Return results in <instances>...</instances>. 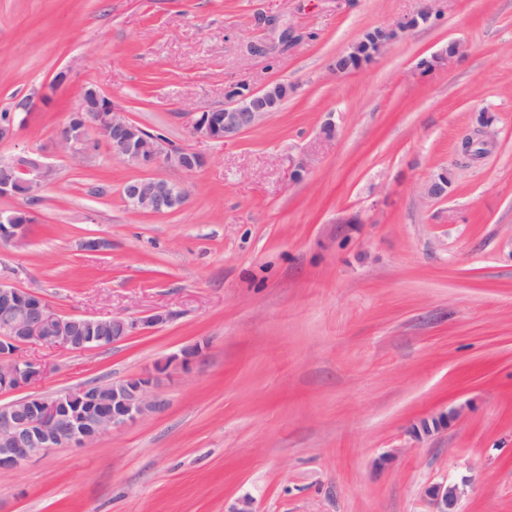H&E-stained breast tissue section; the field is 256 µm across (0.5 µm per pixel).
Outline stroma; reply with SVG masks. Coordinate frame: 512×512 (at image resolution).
<instances>
[{
  "label": "stroma",
  "mask_w": 512,
  "mask_h": 512,
  "mask_svg": "<svg viewBox=\"0 0 512 512\" xmlns=\"http://www.w3.org/2000/svg\"><path fill=\"white\" fill-rule=\"evenodd\" d=\"M420 0H0V112L50 101L0 155L43 152L57 177L0 279L61 315L166 322L84 352L30 346L34 394L171 369L165 408L85 448L0 473V512H512V0H435L436 19L345 75L369 29ZM462 41L448 65L423 61ZM65 86L53 88L57 72ZM295 92L237 139L194 138L188 113L234 87ZM143 129L205 157L166 214L131 210L140 170L58 138L84 86ZM495 146L462 160L481 112ZM336 138L320 134L325 120ZM306 158L302 181L293 163ZM448 169L445 199L424 196ZM97 249H86L88 240ZM449 414L426 436L421 419ZM460 494L459 486L456 484H436L426 491L433 508L432 512H458L455 507Z\"/></svg>",
  "instance_id": "obj_1"
}]
</instances>
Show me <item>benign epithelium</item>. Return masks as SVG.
Returning <instances> with one entry per match:
<instances>
[{
	"mask_svg": "<svg viewBox=\"0 0 512 512\" xmlns=\"http://www.w3.org/2000/svg\"><path fill=\"white\" fill-rule=\"evenodd\" d=\"M432 17L431 0H424L416 14L379 28L375 47L363 50L357 42L346 56L361 66L381 54L402 34L431 21ZM293 90L286 82L246 92L232 89L227 93L224 106L190 113V132L200 139L233 140L279 111ZM47 97V93L36 91L17 102L9 119L0 124V141L13 139L27 124L37 103ZM102 142L111 156L144 172L124 187L128 207L139 212L163 214L183 206L189 197L187 184L150 176L148 172L164 165L189 175L204 164L197 153L174 148L160 136L130 121L112 98L93 88L69 113L64 131L59 135V144L71 158L88 160L96 155ZM493 145L487 132L478 130L462 141L461 153L477 158ZM0 170L11 172V177L0 178V196L17 195L16 186L20 185L24 188L23 197L32 204L39 201L40 193L57 174L46 156L32 149L1 158ZM449 186L448 170L443 169L426 184L424 194L428 198H443L448 195ZM164 321L166 316L159 313L139 319L124 315L97 319L62 316L37 294L0 281V391L28 389L43 377L44 366L21 354L28 345L83 351L124 341ZM95 325L112 326V335L89 333L88 328ZM197 354L195 348L184 350L181 356L158 364L154 373L88 384L51 397L29 395L1 405L0 472L19 470L52 448H84L114 429L162 410L165 402L156 393L159 374L176 361L189 364ZM426 495L432 512H457L458 485H432Z\"/></svg>",
	"mask_w": 512,
	"mask_h": 512,
	"instance_id": "7a95c632",
	"label": "benign epithelium"
}]
</instances>
